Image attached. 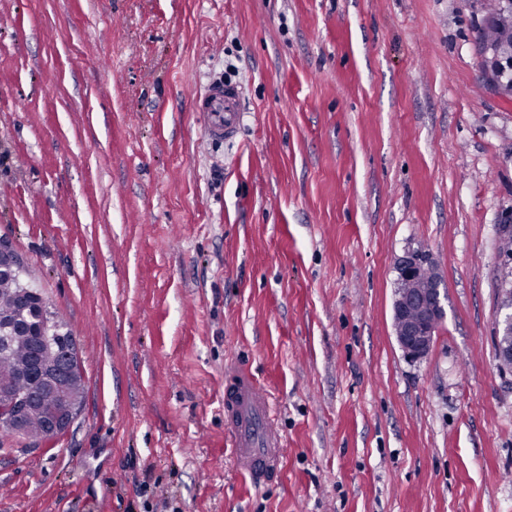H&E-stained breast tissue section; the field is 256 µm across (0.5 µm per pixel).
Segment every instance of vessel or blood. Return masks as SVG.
I'll list each match as a JSON object with an SVG mask.
<instances>
[{
	"instance_id": "b4317fda",
	"label": "vessel or blood",
	"mask_w": 512,
	"mask_h": 512,
	"mask_svg": "<svg viewBox=\"0 0 512 512\" xmlns=\"http://www.w3.org/2000/svg\"><path fill=\"white\" fill-rule=\"evenodd\" d=\"M210 134L233 135L240 121V99L235 84L213 87L199 102ZM224 417L238 470L252 484L275 482L284 456L270 395L244 366L224 371Z\"/></svg>"
}]
</instances>
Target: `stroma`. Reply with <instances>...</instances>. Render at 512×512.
<instances>
[{
    "label": "stroma",
    "instance_id": "stroma-1",
    "mask_svg": "<svg viewBox=\"0 0 512 512\" xmlns=\"http://www.w3.org/2000/svg\"><path fill=\"white\" fill-rule=\"evenodd\" d=\"M483 0H0V237L71 332L85 398L0 443V512H512L495 359L512 95ZM239 83L240 130L192 102ZM448 292L424 359L397 258ZM270 394L275 485L241 476L224 367ZM393 300V327L405 359L425 358L446 315L448 295L430 254L412 249L398 258Z\"/></svg>",
    "mask_w": 512,
    "mask_h": 512
}]
</instances>
